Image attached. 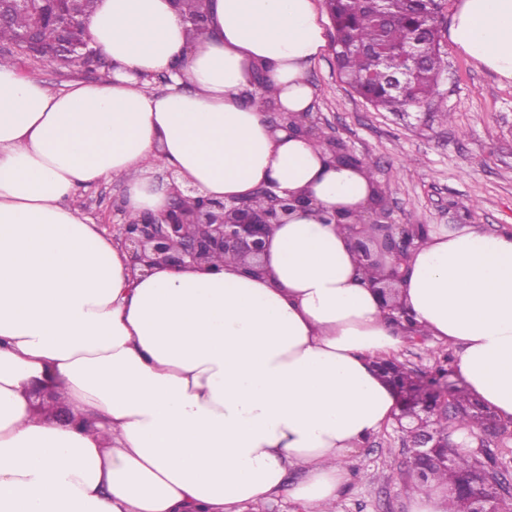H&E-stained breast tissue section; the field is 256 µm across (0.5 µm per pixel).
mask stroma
<instances>
[{
    "label": "stroma",
    "mask_w": 512,
    "mask_h": 512,
    "mask_svg": "<svg viewBox=\"0 0 512 512\" xmlns=\"http://www.w3.org/2000/svg\"><path fill=\"white\" fill-rule=\"evenodd\" d=\"M448 55L438 95L409 111L374 108L341 82L334 51L309 69L315 111L325 133L335 135L374 164L396 221L431 228L465 224L512 230V83L442 40ZM49 89L72 80L106 82L111 64L85 71L16 57ZM79 206L104 231L123 223L124 190L116 181L80 188ZM449 348L420 335L404 338L398 359L414 370L432 368ZM352 479L340 512H412L417 492L410 452L395 426L370 436L350 455Z\"/></svg>",
    "instance_id": "obj_1"
}]
</instances>
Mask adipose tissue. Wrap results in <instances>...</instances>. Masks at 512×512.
<instances>
[{"instance_id": "obj_1", "label": "adipose tissue", "mask_w": 512, "mask_h": 512, "mask_svg": "<svg viewBox=\"0 0 512 512\" xmlns=\"http://www.w3.org/2000/svg\"><path fill=\"white\" fill-rule=\"evenodd\" d=\"M204 11L197 32L173 0H97L85 25L107 82L53 91L0 65V512H249L283 490L293 512H334L350 453L396 413L375 363L404 331L336 220L366 214L374 179L264 109L314 107L316 0ZM449 39L512 81V0H459ZM259 77L262 102L245 96ZM158 165L176 182H157ZM102 180L123 184L130 220L189 184L315 205L272 227L264 274L218 256L135 278L76 202ZM398 289L416 328L455 349L471 395L512 420V232H431ZM35 386L73 422L40 414Z\"/></svg>"}]
</instances>
